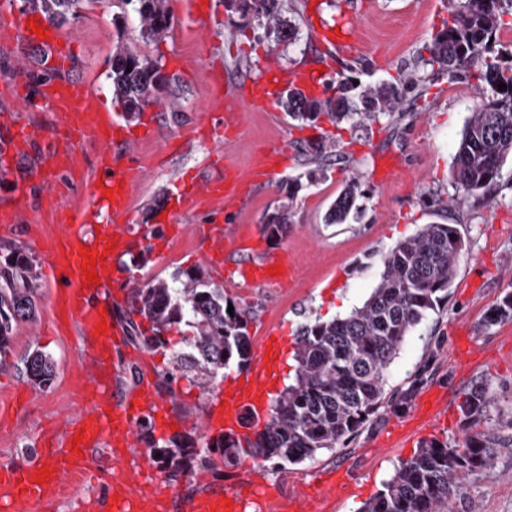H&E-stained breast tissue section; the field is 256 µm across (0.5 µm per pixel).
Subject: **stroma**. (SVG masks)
Segmentation results:
<instances>
[{"label":"stroma","instance_id":"1","mask_svg":"<svg viewBox=\"0 0 512 512\" xmlns=\"http://www.w3.org/2000/svg\"><path fill=\"white\" fill-rule=\"evenodd\" d=\"M169 8L174 16L171 38L147 44L135 14L121 0H84L77 16L56 28L60 43L68 47L62 58L55 48L20 41L0 27V113L13 110L16 83L27 81L36 90L45 80L66 79L87 84L102 111L122 115L108 79L119 43L162 57L176 76L174 94L146 111L154 138L139 144L133 158L117 160L122 168L134 160L145 169L133 195L134 246L117 260L130 283L201 270L223 285L228 300L250 311L248 330L257 348L265 330L292 341L302 325L329 311L343 317L361 307L380 281L383 255L422 225H457L467 253L447 299L401 344L387 371L380 408L357 435L294 466L252 463L244 457L228 467L217 454L213 468L188 465L173 478L157 466L154 479L184 502L214 484L236 488L257 471L276 493L260 499L255 512H289L290 503L302 494L310 495L316 512H358L400 462L418 450V443L393 440L389 434L412 414L419 397L432 389L448 397L452 411L436 438L451 442L463 437L459 405L465 392L484 382L494 396L486 424L500 445L492 467L468 483L455 512H512V320L484 324L488 310L512 289V157L500 181L455 204L452 159L482 101L473 79L434 78L408 94L404 116L384 117L359 129L326 119L317 127L301 128L277 107L270 112L239 110L242 136L227 155L216 138L192 135L195 126L210 127L223 118L224 98L215 92L219 86L235 90L257 79L270 82L301 67L331 76L349 64L364 86L396 82L412 70L425 72L428 48L449 18L448 0H287L283 16L297 27L298 37L271 48L253 44L252 35L263 34V27L228 11L224 0H170ZM318 24L354 27L353 54L327 59L314 31ZM321 138L335 145L323 161V176L298 193L287 235L281 242L269 241L263 224L285 203L289 179L308 169V142ZM271 147L287 150L288 166L252 180L239 213L226 214L223 201L215 200L179 215L182 230L171 232L169 215L176 213L184 182L223 180L229 159L238 170H249L255 153ZM47 148V141L40 140L28 152L0 154V211L20 212L17 228L0 232V246L23 247L41 264L47 257L39 233L52 219L41 208L45 188L35 172ZM99 150L91 141L79 146L80 176L65 170L53 174L61 207L86 201ZM388 158L398 160L399 171L386 182L374 179L375 168ZM353 172L362 176L360 213L343 224L326 223L328 208ZM215 223L253 236L261 252L287 248L297 262L295 281L273 288L226 281L209 257L208 227ZM139 255L145 263L133 265ZM39 284L40 318L17 328L11 356L15 366L0 372V463H43L37 440L49 422L75 418L83 409L70 382L88 351L75 329L59 331L52 323L58 281L44 274ZM35 348L52 356L57 367L54 384L45 390L31 386L19 364ZM168 362L165 351L147 349L131 337L117 354L120 381L127 387L145 371L162 373ZM155 391L178 420L179 434H190L199 448L211 442L198 425L205 392L182 378L169 385L156 383Z\"/></svg>","mask_w":512,"mask_h":512}]
</instances>
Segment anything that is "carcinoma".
I'll return each instance as SVG.
<instances>
[{
    "mask_svg": "<svg viewBox=\"0 0 512 512\" xmlns=\"http://www.w3.org/2000/svg\"><path fill=\"white\" fill-rule=\"evenodd\" d=\"M82 0H29L30 10L61 22L77 15ZM136 14L141 38L161 42L170 36L173 15L167 0H122ZM286 0H225L228 10L265 21V31L275 41H293L296 28L281 23ZM448 22L436 34L426 65L436 75L465 74L476 80L484 101L470 116L453 157L456 189L466 197L496 183L502 165L512 156V67L505 70L488 57L490 43L512 15V0H449ZM161 60L120 46L112 53L109 79L112 92L131 120L140 116L143 104H156L173 77L160 71ZM353 68L345 65L336 77L321 81L323 95L308 96L289 88L280 93L284 112L294 121L316 126L325 116L336 124L347 121L354 128L400 111L407 93L423 79L416 74L398 83L363 87L354 84ZM504 83L507 89H498ZM298 179L288 184V204L266 224L270 240L288 231L290 205L301 189ZM362 197L360 179L352 174L327 213V223L343 224L357 210ZM466 243L455 224H425L414 235L398 242L383 257L377 287L359 308L342 318L315 319L302 327L297 341L295 376L280 392L263 429L254 436L226 434L212 442L224 463L233 465L245 455L282 467L297 465L323 450H333L358 433L376 414L385 385L386 371L405 337L437 309L448 296ZM36 259L21 247L0 256V371L8 368V356L16 329L39 317ZM132 311L151 324L152 334L140 340L149 350L169 352L170 368L163 382L183 377L203 391L224 369L247 368L252 340L250 313L234 308L224 288L197 272L188 271L169 283L155 280L130 289ZM512 319V291L485 316L492 326ZM191 328L187 335L183 327ZM28 381L48 388L56 375L54 360L34 349L24 358ZM490 387L481 384L464 395L460 411L464 436L452 443H424L401 462L393 477L359 512H454L468 482L489 469L496 439L486 420L491 404ZM169 470L183 467L192 458L202 468L214 466L211 449L194 448L189 435L152 442Z\"/></svg>",
    "mask_w": 512,
    "mask_h": 512,
    "instance_id": "carcinoma-1",
    "label": "carcinoma"
}]
</instances>
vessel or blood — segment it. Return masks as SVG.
<instances>
[{"label":"vessel or blood","instance_id":"1","mask_svg":"<svg viewBox=\"0 0 512 512\" xmlns=\"http://www.w3.org/2000/svg\"><path fill=\"white\" fill-rule=\"evenodd\" d=\"M15 103L16 112L0 114V122L14 128L12 138L0 143V152H21L38 140L51 139L53 148L45 154L40 166L41 172L47 174L73 162L77 145L91 138L101 146L98 155L101 180L92 183L83 206L65 212V228L46 238L48 269L67 282L65 288L56 291L52 308L65 314L68 324L76 328L89 348L87 361L77 369L85 407L77 419L64 422L55 430L54 446L48 451L51 461L46 481L37 479L40 466L0 465V501L9 503L11 512H47L60 498L67 480L90 476L105 485L114 512H171L173 495L169 489L158 484L143 488L135 473L122 465L121 449L138 445L136 425L141 415L160 409L161 403L149 386L135 395L119 392L112 358L124 328L119 320L113 319L110 306L97 300L102 285L112 280L116 255L132 245L129 224L140 172L134 167L117 168L115 150L121 147L133 151L137 139H151L154 131L146 126L140 138L130 137L127 126L111 113L100 111L93 91L80 82L54 80L35 97L21 83L15 89ZM270 104L267 92L254 89L227 99L225 128H238L239 106L265 111ZM35 105L57 113L61 118L59 127L47 131L17 121V112ZM246 182V176L237 173L221 184L199 182L185 186L179 206L184 210L197 209L220 199L225 210H239ZM94 223L98 224V231L84 232V225ZM90 251L101 256L95 266L100 280L96 286L89 284L84 274L83 259ZM275 267L281 270L276 277L270 274ZM236 272L245 284L273 285L278 279L292 278L294 268L288 262L287 250L283 249L260 261L237 266ZM280 353V342L263 339L250 371L225 387L222 412L225 426L234 424L238 403L258 404L269 396ZM246 496L243 487L233 494L215 487L192 502L191 512H243Z\"/></svg>","mask_w":512,"mask_h":512}]
</instances>
